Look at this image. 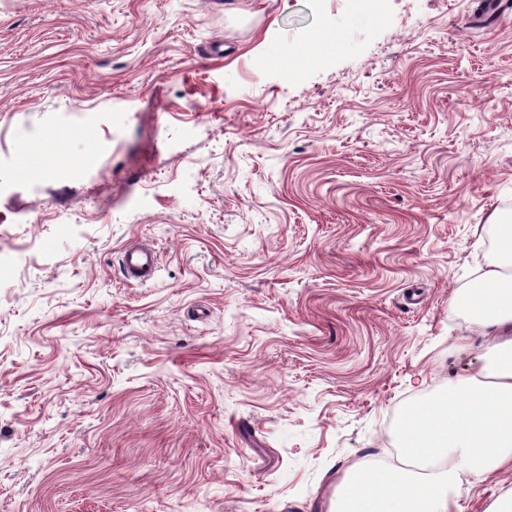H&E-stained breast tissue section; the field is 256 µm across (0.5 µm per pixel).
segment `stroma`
<instances>
[{
    "label": "stroma",
    "instance_id": "stroma-1",
    "mask_svg": "<svg viewBox=\"0 0 512 512\" xmlns=\"http://www.w3.org/2000/svg\"><path fill=\"white\" fill-rule=\"evenodd\" d=\"M340 2L0 0V512H329L478 366L457 299L512 225V14L387 0L319 67L256 72ZM92 113L83 174L5 183ZM158 253L150 245H136L126 248L123 265L129 278L146 283L153 279L158 268Z\"/></svg>",
    "mask_w": 512,
    "mask_h": 512
}]
</instances>
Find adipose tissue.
Returning a JSON list of instances; mask_svg holds the SVG:
<instances>
[{
	"mask_svg": "<svg viewBox=\"0 0 512 512\" xmlns=\"http://www.w3.org/2000/svg\"><path fill=\"white\" fill-rule=\"evenodd\" d=\"M503 279L499 264L480 278L484 307L473 324L482 363L446 396L411 410L402 425L408 455L428 466L451 456L453 467L428 483L367 477L346 488L336 512H353L361 498L374 500L373 512H452L464 478L512 473V290Z\"/></svg>",
	"mask_w": 512,
	"mask_h": 512,
	"instance_id": "1",
	"label": "adipose tissue"
}]
</instances>
